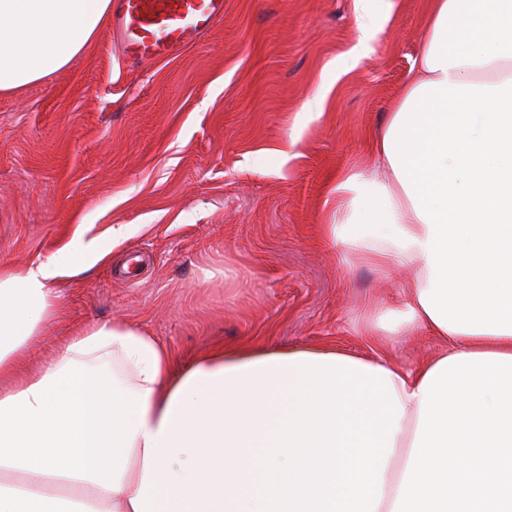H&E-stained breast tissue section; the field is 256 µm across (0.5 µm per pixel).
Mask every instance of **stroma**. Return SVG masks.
<instances>
[{"mask_svg":"<svg viewBox=\"0 0 512 512\" xmlns=\"http://www.w3.org/2000/svg\"><path fill=\"white\" fill-rule=\"evenodd\" d=\"M430 5L397 0L385 21L379 0L364 16L355 0H224L172 58L129 63L106 25L48 82L0 93V264L44 259L81 224L127 228L109 262L59 285L30 367L116 316L162 341L177 372L221 346L372 354L361 326L399 306L409 274L345 262L321 227L336 181L370 162ZM380 344L405 366L437 349L415 332Z\"/></svg>","mask_w":512,"mask_h":512,"instance_id":"stroma-1","label":"stroma"}]
</instances>
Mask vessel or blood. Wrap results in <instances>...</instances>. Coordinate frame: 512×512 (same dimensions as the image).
Segmentation results:
<instances>
[{
  "label": "vessel or blood",
  "mask_w": 512,
  "mask_h": 512,
  "mask_svg": "<svg viewBox=\"0 0 512 512\" xmlns=\"http://www.w3.org/2000/svg\"><path fill=\"white\" fill-rule=\"evenodd\" d=\"M224 17V0H113L112 29L122 57L164 59L197 43Z\"/></svg>",
  "instance_id": "obj_1"
}]
</instances>
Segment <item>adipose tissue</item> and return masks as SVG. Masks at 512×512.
<instances>
[{"label": "adipose tissue", "instance_id": "ef3b65f1", "mask_svg": "<svg viewBox=\"0 0 512 512\" xmlns=\"http://www.w3.org/2000/svg\"><path fill=\"white\" fill-rule=\"evenodd\" d=\"M111 0H0V92L82 53ZM336 185L322 230L382 273H412L393 315L440 340L412 369L336 348L169 349L115 318L27 371L57 282L107 261L71 242L0 266V512H512V0H431L424 48ZM121 464L102 472L95 388ZM319 448L300 466L305 442Z\"/></svg>", "mask_w": 512, "mask_h": 512}]
</instances>
